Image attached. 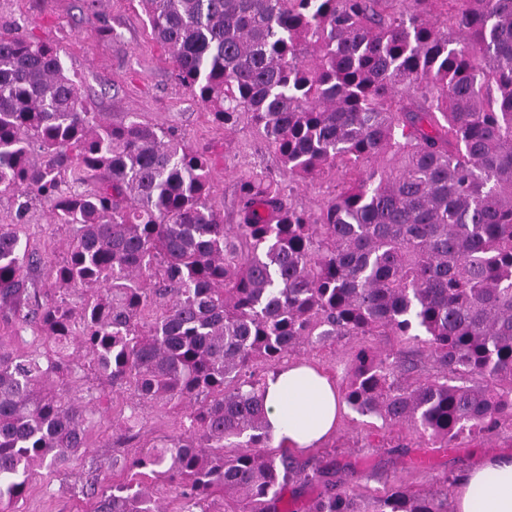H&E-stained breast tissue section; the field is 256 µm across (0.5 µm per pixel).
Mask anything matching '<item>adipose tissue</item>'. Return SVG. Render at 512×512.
Returning a JSON list of instances; mask_svg holds the SVG:
<instances>
[{
	"instance_id": "ef3b65f1",
	"label": "adipose tissue",
	"mask_w": 512,
	"mask_h": 512,
	"mask_svg": "<svg viewBox=\"0 0 512 512\" xmlns=\"http://www.w3.org/2000/svg\"><path fill=\"white\" fill-rule=\"evenodd\" d=\"M264 403L274 441L303 451L321 447L339 423L343 404L335 385L302 360L268 375ZM452 512H512V457H486L458 480Z\"/></svg>"
}]
</instances>
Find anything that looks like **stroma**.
<instances>
[{"mask_svg": "<svg viewBox=\"0 0 512 512\" xmlns=\"http://www.w3.org/2000/svg\"><path fill=\"white\" fill-rule=\"evenodd\" d=\"M0 25L55 46L82 84L92 111L111 122L124 113L173 130L188 145L211 153V202L225 223L236 221L235 188L240 174L256 168L280 177V161L249 127L226 130L176 79L166 52L152 38L139 0H0ZM405 428H383L381 420L348 410L335 435L304 456L327 478L371 497L392 485L413 492L436 490L441 478L456 482L480 458L512 455V431L465 438L456 448H417ZM136 455V442L114 443L110 423H97L89 445L73 458L68 473L33 475L15 512H85L72 485L90 462L108 464L112 453ZM424 458V467L412 464Z\"/></svg>", "mask_w": 512, "mask_h": 512, "instance_id": "1", "label": "stroma"}]
</instances>
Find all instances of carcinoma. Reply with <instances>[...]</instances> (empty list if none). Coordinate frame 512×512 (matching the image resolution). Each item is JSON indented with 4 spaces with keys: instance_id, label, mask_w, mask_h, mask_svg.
I'll return each instance as SVG.
<instances>
[{
    "instance_id": "1",
    "label": "carcinoma",
    "mask_w": 512,
    "mask_h": 512,
    "mask_svg": "<svg viewBox=\"0 0 512 512\" xmlns=\"http://www.w3.org/2000/svg\"><path fill=\"white\" fill-rule=\"evenodd\" d=\"M141 5L213 123L250 124L290 184L346 181L307 206L251 170L226 224L207 152L135 112L109 122L51 44L1 30L0 512L87 447L95 414L139 436L145 403L180 419L112 456L125 482L90 464V512H166L146 478L178 512H288L297 481L322 484L306 512H447L446 479L366 505L273 449L261 390L347 339L357 414L437 448L512 427V0ZM36 202L69 230L56 262L25 237Z\"/></svg>"
}]
</instances>
